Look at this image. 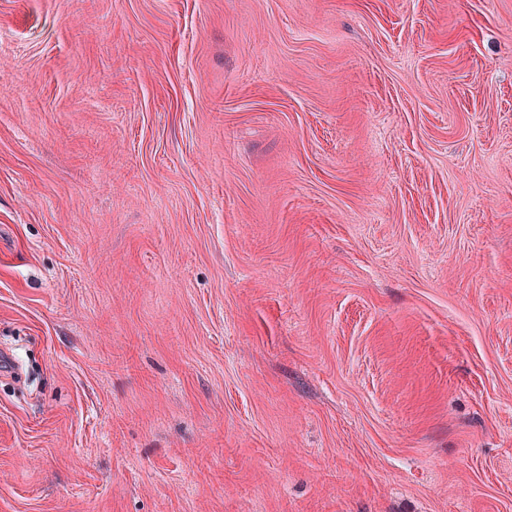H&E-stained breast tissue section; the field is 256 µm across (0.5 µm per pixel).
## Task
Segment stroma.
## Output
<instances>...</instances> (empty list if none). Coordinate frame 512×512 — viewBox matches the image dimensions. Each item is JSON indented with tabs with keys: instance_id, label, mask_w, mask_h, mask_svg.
Wrapping results in <instances>:
<instances>
[{
	"instance_id": "1",
	"label": "stroma",
	"mask_w": 512,
	"mask_h": 512,
	"mask_svg": "<svg viewBox=\"0 0 512 512\" xmlns=\"http://www.w3.org/2000/svg\"><path fill=\"white\" fill-rule=\"evenodd\" d=\"M0 512H512V0H0Z\"/></svg>"
}]
</instances>
